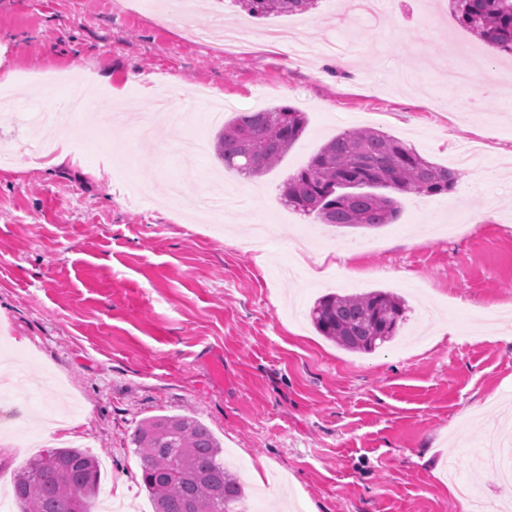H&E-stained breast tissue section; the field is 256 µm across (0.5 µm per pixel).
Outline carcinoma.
Masks as SVG:
<instances>
[{
    "mask_svg": "<svg viewBox=\"0 0 512 512\" xmlns=\"http://www.w3.org/2000/svg\"><path fill=\"white\" fill-rule=\"evenodd\" d=\"M251 16L302 14L317 0H236ZM461 26L512 57V0H449ZM304 113L277 106L239 112L224 124L215 153L224 168L254 177L276 166L304 132ZM457 173L410 144L374 130L343 132L325 143L302 170L283 183L281 202L323 224L374 229L395 221L399 202L364 188L440 194ZM317 331L339 347L370 353L391 341L406 306L385 291L322 297L311 311ZM130 444L141 462V483L153 512H239V477L224 466L219 441L197 418L159 415L140 423ZM99 460L79 448H51L15 475L19 512H96Z\"/></svg>",
    "mask_w": 512,
    "mask_h": 512,
    "instance_id": "1",
    "label": "carcinoma"
}]
</instances>
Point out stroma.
Segmentation results:
<instances>
[{
  "label": "stroma",
  "mask_w": 512,
  "mask_h": 512,
  "mask_svg": "<svg viewBox=\"0 0 512 512\" xmlns=\"http://www.w3.org/2000/svg\"><path fill=\"white\" fill-rule=\"evenodd\" d=\"M191 18L248 23L249 46L224 51L181 24L116 0H0V71L16 82L0 104V395L35 394L0 448L29 460L16 431L46 409L78 416L75 434L107 460L100 493L122 479L126 512H152L129 442L158 414H191L243 476L245 512H463L448 465L485 500L496 469L478 458L511 436L512 102L476 99L446 63L475 52L476 81L503 57L464 29L448 0H385L378 19L318 0L308 16H247L235 0H192ZM287 31V49L263 34ZM347 53L331 61L327 44ZM366 73L350 81L349 70ZM109 84L130 117L76 122L79 144L47 166L26 150L32 111L68 99L39 74ZM179 94V126L132 115ZM225 118L280 105L305 112L303 135L269 172H222L211 101ZM372 129L456 168L448 193L402 195L375 230L321 224L279 201L288 176L336 134ZM484 151L455 165L462 145ZM287 231L250 245L259 220ZM390 291L408 309L397 336L370 353L320 336L310 312L329 293Z\"/></svg>",
  "instance_id": "35a3bbf8"
}]
</instances>
